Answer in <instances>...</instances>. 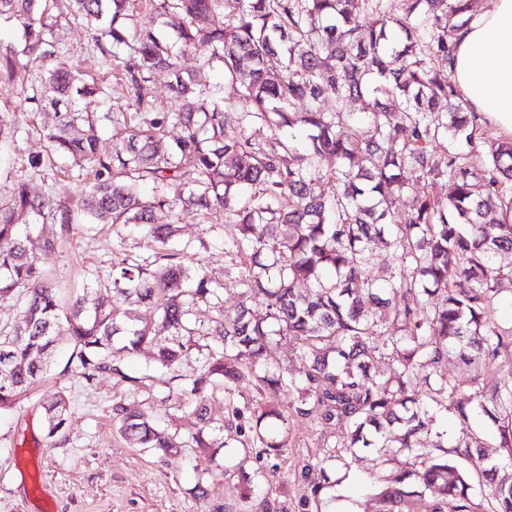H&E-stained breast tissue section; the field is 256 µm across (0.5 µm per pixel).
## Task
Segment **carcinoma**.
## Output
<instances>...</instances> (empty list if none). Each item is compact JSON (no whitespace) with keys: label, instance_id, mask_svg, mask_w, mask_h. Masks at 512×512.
I'll return each mask as SVG.
<instances>
[{"label":"carcinoma","instance_id":"carcinoma-1","mask_svg":"<svg viewBox=\"0 0 512 512\" xmlns=\"http://www.w3.org/2000/svg\"><path fill=\"white\" fill-rule=\"evenodd\" d=\"M67 2L102 56L126 48L120 85L129 99L100 115L83 111L82 99L106 103L110 90L61 56L58 0H0V22L20 32L18 46L0 50V74L40 83L48 114L45 150L27 165L39 170L56 157L78 183L68 200L33 195L21 181L0 198V297L24 304L23 319L0 330V409L48 373L59 336L70 338L68 364L89 382L112 375L118 343L131 356L154 349L165 369L177 365L185 337L196 335L192 308L213 304L220 284L182 262L170 247L177 225L155 216L177 207L222 215L224 254L238 266L246 302L214 320L209 335L222 348L185 389L197 397V418L209 424L203 394L222 387L224 427L235 441L258 458L278 457L288 431L272 434L265 424L288 418L270 398L296 393L288 410L343 435L307 468L316 474L312 495L333 486V468L362 464L379 483V512H400L408 497L422 512H512V377L484 371L512 355V325L494 317L512 297V139L480 126L448 68L471 0ZM142 9L152 22L138 23ZM170 18L181 19L172 42L154 25ZM186 52L220 60L237 100L184 70ZM49 59L52 67L30 73ZM156 73L170 78L171 108L150 95ZM351 101L359 111H348ZM103 120L113 128L109 151L100 148ZM230 122L239 135H224ZM286 128L303 129L305 140L282 137ZM329 156L336 170L325 172ZM437 179L448 182L446 204L418 192L408 209L396 206L413 185ZM172 182L186 190L177 202L165 194ZM35 223L55 224L65 238L81 224H135L153 251L117 260L66 299L43 265L57 240L35 234ZM378 248L391 257L384 285L370 275ZM159 294L167 300L157 321L142 323L140 307ZM276 336L299 341L298 370L269 362ZM377 361L388 372L373 371ZM244 370L255 373L259 398L239 403L234 386ZM43 409L47 437L63 433L65 396ZM113 414L121 436L140 448L187 447L139 407L120 404ZM443 420L453 424L451 440ZM475 455L488 461L476 478L462 465ZM399 456L408 468L388 470Z\"/></svg>","mask_w":512,"mask_h":512}]
</instances>
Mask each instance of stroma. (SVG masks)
Instances as JSON below:
<instances>
[{"label": "stroma", "mask_w": 512, "mask_h": 512, "mask_svg": "<svg viewBox=\"0 0 512 512\" xmlns=\"http://www.w3.org/2000/svg\"><path fill=\"white\" fill-rule=\"evenodd\" d=\"M56 31L73 66L107 75L104 58L87 43L67 8L58 12ZM43 145L39 127L31 125L0 144V196L16 180L27 181L35 194L72 195L71 180L49 169H27L28 154ZM176 243L199 272L221 281L220 303L225 312H234L241 301L238 270L224 253L223 226L185 217ZM149 252L135 226L96 225L61 241L45 266L61 294L69 296L82 291L91 272L108 273L114 258ZM216 346L213 337L192 336L173 375L149 353L131 356L118 350L113 363L120 375L89 382L68 366L71 344L60 339L49 376L15 409L0 412V512H377L376 491L357 465L338 486L319 498L311 496L305 467L326 456L336 441L335 426L290 418V444L272 465L250 457L247 449L226 446L222 424L229 396L220 389L206 401L218 447L162 455L131 447L119 436L113 409L135 404L190 439L201 424L186 408L181 390ZM60 392L68 400L69 424L64 434L50 438L42 405Z\"/></svg>", "instance_id": "1"}]
</instances>
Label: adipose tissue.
Segmentation results:
<instances>
[{
	"label": "adipose tissue",
	"mask_w": 512,
	"mask_h": 512,
	"mask_svg": "<svg viewBox=\"0 0 512 512\" xmlns=\"http://www.w3.org/2000/svg\"><path fill=\"white\" fill-rule=\"evenodd\" d=\"M455 42L452 67L466 108L512 135V0H489Z\"/></svg>",
	"instance_id": "obj_1"
}]
</instances>
